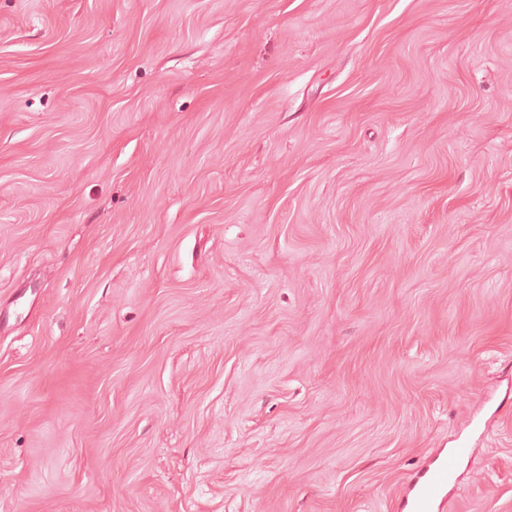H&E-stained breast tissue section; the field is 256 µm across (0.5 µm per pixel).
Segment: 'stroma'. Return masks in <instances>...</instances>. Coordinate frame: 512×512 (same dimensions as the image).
Instances as JSON below:
<instances>
[{
	"instance_id": "1",
	"label": "stroma",
	"mask_w": 512,
	"mask_h": 512,
	"mask_svg": "<svg viewBox=\"0 0 512 512\" xmlns=\"http://www.w3.org/2000/svg\"><path fill=\"white\" fill-rule=\"evenodd\" d=\"M512 512V0H0V512ZM454 466V457L437 461L418 477L412 495L402 506L405 512H433L435 503L448 487V478Z\"/></svg>"
}]
</instances>
